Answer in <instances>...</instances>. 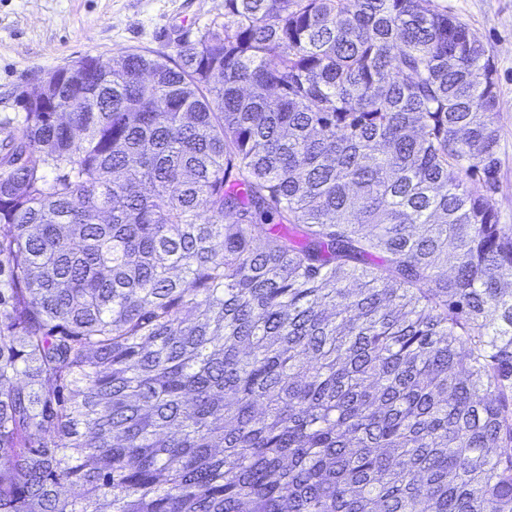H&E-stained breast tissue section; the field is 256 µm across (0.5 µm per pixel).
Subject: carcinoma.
Instances as JSON below:
<instances>
[{"label": "carcinoma", "mask_w": 512, "mask_h": 512, "mask_svg": "<svg viewBox=\"0 0 512 512\" xmlns=\"http://www.w3.org/2000/svg\"><path fill=\"white\" fill-rule=\"evenodd\" d=\"M0 145V512H512V224L429 0H224ZM454 275L444 272L448 256Z\"/></svg>", "instance_id": "1"}]
</instances>
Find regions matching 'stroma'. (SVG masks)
<instances>
[{
    "label": "stroma",
    "instance_id": "obj_1",
    "mask_svg": "<svg viewBox=\"0 0 512 512\" xmlns=\"http://www.w3.org/2000/svg\"><path fill=\"white\" fill-rule=\"evenodd\" d=\"M466 23L495 70L500 221L512 224V0H432ZM224 0H0V139L20 123L16 96L48 71L87 56L173 52L224 11Z\"/></svg>",
    "mask_w": 512,
    "mask_h": 512
}]
</instances>
